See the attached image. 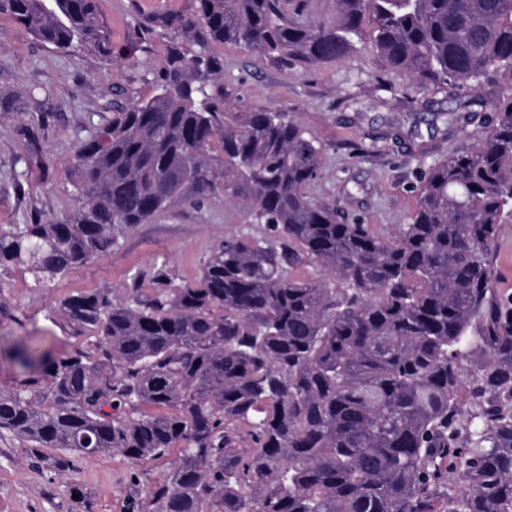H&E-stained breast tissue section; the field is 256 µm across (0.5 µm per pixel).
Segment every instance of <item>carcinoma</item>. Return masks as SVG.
<instances>
[{"label": "carcinoma", "instance_id": "1", "mask_svg": "<svg viewBox=\"0 0 512 512\" xmlns=\"http://www.w3.org/2000/svg\"><path fill=\"white\" fill-rule=\"evenodd\" d=\"M194 0L173 17L149 97L112 105L77 144L73 212L0 232V267L79 269L170 206L217 191L269 237L220 243L192 283L108 289L58 309L93 338L58 357L17 347L48 377L0 390V434L46 468L176 453L128 512H512V293L492 252L512 219V83L467 152L419 160L416 203L391 234L309 193L315 136L286 112L224 104L232 43L278 64L364 50L433 91L512 75V0ZM59 49L112 54L96 0H0ZM476 99L435 112L462 129ZM320 267L318 278L294 274ZM65 456H56L52 451Z\"/></svg>", "mask_w": 512, "mask_h": 512}]
</instances>
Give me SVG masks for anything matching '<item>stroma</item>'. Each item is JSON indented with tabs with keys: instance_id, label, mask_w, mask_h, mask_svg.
Returning a JSON list of instances; mask_svg holds the SVG:
<instances>
[{
	"instance_id": "stroma-1",
	"label": "stroma",
	"mask_w": 512,
	"mask_h": 512,
	"mask_svg": "<svg viewBox=\"0 0 512 512\" xmlns=\"http://www.w3.org/2000/svg\"><path fill=\"white\" fill-rule=\"evenodd\" d=\"M192 4L97 0L112 40L107 59L41 43L0 15V230L72 213L77 142L111 117L113 102L152 94L167 55V22ZM212 51L224 61L227 104L290 113L321 143L323 174L311 195L383 233L408 221L419 157L468 151L479 131L475 124L462 132L428 125L429 113L455 108L456 94L392 76L366 52L341 63L281 67L230 44ZM264 233L248 208L218 192L128 229L104 256L53 279H36L23 266L0 267V389L48 385L46 376L12 361L16 346L56 355L88 347L85 330L58 309L65 296L107 289L120 297L136 284L150 289L159 265L175 288L194 280L225 237ZM165 470L162 460L135 465L110 453L58 472L35 466L30 449L6 435L0 437V512H125L128 498Z\"/></svg>"
}]
</instances>
